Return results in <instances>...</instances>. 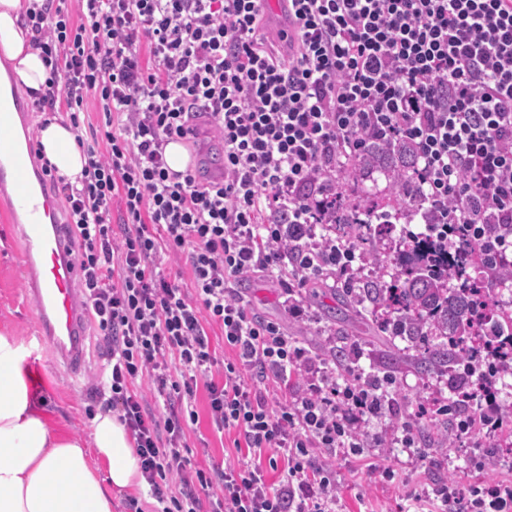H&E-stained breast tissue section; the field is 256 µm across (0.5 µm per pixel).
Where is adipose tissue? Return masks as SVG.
Instances as JSON below:
<instances>
[{
  "label": "adipose tissue",
  "mask_w": 512,
  "mask_h": 512,
  "mask_svg": "<svg viewBox=\"0 0 512 512\" xmlns=\"http://www.w3.org/2000/svg\"><path fill=\"white\" fill-rule=\"evenodd\" d=\"M28 2L0 0V55L41 92L49 70L25 23ZM37 141L59 175L80 178L85 157L70 125L51 121ZM24 361V347L0 333V512H112L113 494L145 486L128 431L108 410L93 416L87 437L61 431Z\"/></svg>",
  "instance_id": "ef3b65f1"
}]
</instances>
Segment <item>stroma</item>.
Here are the masks:
<instances>
[{
  "label": "stroma",
  "instance_id": "1",
  "mask_svg": "<svg viewBox=\"0 0 512 512\" xmlns=\"http://www.w3.org/2000/svg\"><path fill=\"white\" fill-rule=\"evenodd\" d=\"M23 253L20 230L0 212V332L14 336L28 349L33 345L36 314L25 292ZM237 293L250 312L279 322L318 362H325L326 351L338 344L346 349L345 366L394 380L391 411L365 425L364 446L358 454L337 460L321 451L315 454L316 464L336 475L337 512H404L409 494L430 490L439 481L464 485L512 481V450L502 447L493 435L479 433L458 440L444 433L442 426L431 425L419 431L418 447H402V424L417 419L420 405L447 396L448 376L419 371L408 361L390 365L384 357L388 335L367 330L355 317L335 315L338 301L329 291L306 293L302 301L305 315L299 320L289 317L283 306L285 295L277 283L264 277L244 278ZM340 326L346 333L339 337L335 330ZM105 363V347L93 332L85 340V362L79 377L59 369L46 348L37 350L27 363L37 398L76 436H86L92 412L105 407L93 378ZM196 410L199 420L187 433L192 462L206 469L236 460L234 434L218 432L209 423L205 390L196 394ZM384 466L393 469V480L382 479L379 470Z\"/></svg>",
  "mask_w": 512,
  "mask_h": 512
}]
</instances>
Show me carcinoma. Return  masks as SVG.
<instances>
[{"mask_svg": "<svg viewBox=\"0 0 512 512\" xmlns=\"http://www.w3.org/2000/svg\"><path fill=\"white\" fill-rule=\"evenodd\" d=\"M410 150L403 141L376 143L362 156L350 161L343 176L357 177L378 172L389 181L392 204L383 206L351 205L336 201L331 208V223L326 232L347 234L371 256L378 267V288H344L337 291L342 304L355 314L367 312L383 331L395 337H408L411 347L431 336L445 338L441 344L427 347L416 355L420 369L444 366L457 382L462 375L487 371L490 361L477 357V351L465 344L471 335V323L479 312L482 273L475 255L461 264L441 256L431 242H410L401 237L384 243V232L400 222L421 218L406 194L415 192L411 184ZM486 346L497 344L502 353L512 351V313L493 320L487 329Z\"/></svg>", "mask_w": 512, "mask_h": 512, "instance_id": "carcinoma-1", "label": "carcinoma"}]
</instances>
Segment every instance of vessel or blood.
<instances>
[{
  "label": "vessel or blood",
  "instance_id": "1",
  "mask_svg": "<svg viewBox=\"0 0 512 512\" xmlns=\"http://www.w3.org/2000/svg\"><path fill=\"white\" fill-rule=\"evenodd\" d=\"M25 110L18 103L13 110L0 111V186L7 189L0 195V210L20 227L25 240L26 287L37 312L36 339L54 351L57 366L75 375L83 365L88 325L78 288L82 269L64 225L57 221L58 200L45 190L30 149L8 134L13 113Z\"/></svg>",
  "mask_w": 512,
  "mask_h": 512
}]
</instances>
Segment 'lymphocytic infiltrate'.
<instances>
[{
    "mask_svg": "<svg viewBox=\"0 0 512 512\" xmlns=\"http://www.w3.org/2000/svg\"><path fill=\"white\" fill-rule=\"evenodd\" d=\"M33 0V44L50 69L33 111L80 129L79 184L41 169L64 202L84 270L85 304L107 348L106 406L135 442L154 512H336V483L314 448L355 454L385 413L380 379L353 370L291 388L310 358L235 290L275 275L302 291L344 271L356 244L315 238L316 209L339 195L337 167L374 141L410 144L425 230L452 255L483 257L485 287L512 260V0H288L269 51L264 0ZM207 118L224 146L216 180L171 170L165 149ZM120 200V216L112 202ZM185 257L186 294L160 271ZM236 354L222 382L206 324ZM151 380L139 393L138 378ZM215 428L247 452L224 469L193 466L185 429L198 385ZM494 375L455 405H429L457 436L502 428ZM286 472L266 479V451ZM411 512H512V482H441Z\"/></svg>",
    "mask_w": 512,
    "mask_h": 512,
    "instance_id": "f902f5d3",
    "label": "lymphocytic infiltrate"
}]
</instances>
